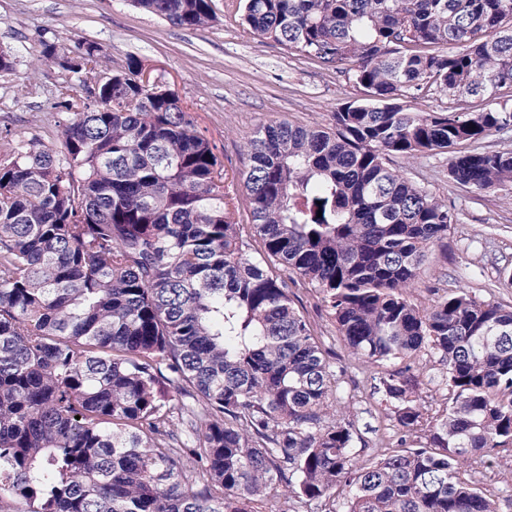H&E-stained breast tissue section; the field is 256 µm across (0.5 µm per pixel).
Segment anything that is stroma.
I'll use <instances>...</instances> for the list:
<instances>
[{
    "mask_svg": "<svg viewBox=\"0 0 512 512\" xmlns=\"http://www.w3.org/2000/svg\"><path fill=\"white\" fill-rule=\"evenodd\" d=\"M213 3L214 20L192 31L135 9L128 0H0V47L18 51L13 75L0 78V153L7 148L1 137L5 131L35 136L47 148L60 149L54 90L65 73L43 58L42 42L69 46L89 41L115 67L128 56L138 57L152 79L176 93L224 168L237 221L248 223L243 186L247 139L273 122L328 125L333 112L362 99L363 90L345 74L252 36L240 23L239 0ZM448 164L445 154L393 161L405 178L447 201L458 214L447 237L428 250L409 297L424 306L435 290L463 288L512 307V288L500 283L502 268H512V187L465 188L449 178ZM293 301L315 326L326 329L327 359L345 370L341 381L348 396L342 405L367 444L360 457L372 459V444L392 434L394 421L367 369L328 331L320 296L298 289Z\"/></svg>",
    "mask_w": 512,
    "mask_h": 512,
    "instance_id": "stroma-1",
    "label": "stroma"
}]
</instances>
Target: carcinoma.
I'll list each match as a JSON object with an SVG mask.
<instances>
[{
    "mask_svg": "<svg viewBox=\"0 0 512 512\" xmlns=\"http://www.w3.org/2000/svg\"><path fill=\"white\" fill-rule=\"evenodd\" d=\"M130 2L189 30L214 18L213 0ZM241 20L369 94L327 128L248 139V228L210 141L174 92L138 83L140 59L43 43L68 74L62 150L14 137L0 157V512H498L466 472L512 447V308L462 288L410 301L457 214L390 161L450 151L457 184L512 185V150L483 144L512 130L495 103L512 0H244ZM428 94L485 105L399 103ZM293 286L321 295L394 409L371 460ZM423 352L446 369L436 419Z\"/></svg>",
    "mask_w": 512,
    "mask_h": 512,
    "instance_id": "1",
    "label": "carcinoma"
}]
</instances>
